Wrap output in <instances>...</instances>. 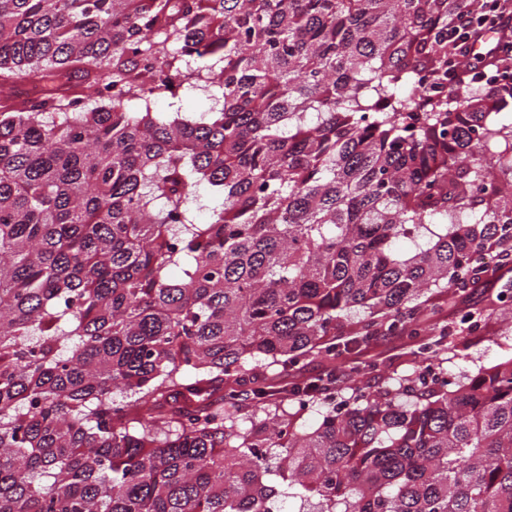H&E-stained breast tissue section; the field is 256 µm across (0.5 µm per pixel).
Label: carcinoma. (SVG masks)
Instances as JSON below:
<instances>
[{
  "mask_svg": "<svg viewBox=\"0 0 512 512\" xmlns=\"http://www.w3.org/2000/svg\"><path fill=\"white\" fill-rule=\"evenodd\" d=\"M471 5L0 0V91L40 85L0 103V512H512V357L457 375L426 325L512 301ZM181 88L211 111H151ZM388 334L435 377H338Z\"/></svg>",
  "mask_w": 512,
  "mask_h": 512,
  "instance_id": "obj_1",
  "label": "carcinoma"
}]
</instances>
